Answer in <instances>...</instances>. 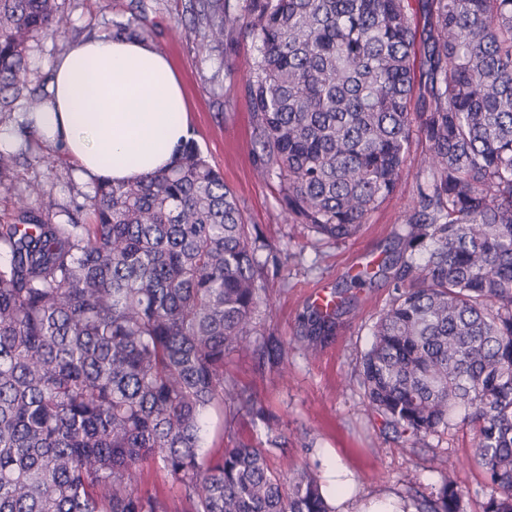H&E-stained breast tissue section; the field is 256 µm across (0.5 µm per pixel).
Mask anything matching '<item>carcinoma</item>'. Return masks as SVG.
<instances>
[{"instance_id":"1","label":"carcinoma","mask_w":512,"mask_h":512,"mask_svg":"<svg viewBox=\"0 0 512 512\" xmlns=\"http://www.w3.org/2000/svg\"><path fill=\"white\" fill-rule=\"evenodd\" d=\"M204 37L257 43L244 92L257 169L324 238L354 237L391 195L419 106L427 176L384 263L390 300L359 385L403 445L463 424L512 512V0H198ZM58 0H0V112L29 88L30 42L62 34ZM116 36L144 39L129 21ZM141 180L99 182L0 224V512H336L317 472L270 449L200 452L216 406L258 401L225 376L254 347L263 267L224 175L188 140ZM345 304L302 317L314 354ZM166 472L179 503L139 489ZM453 476L415 512H463Z\"/></svg>"}]
</instances>
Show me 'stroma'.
Returning <instances> with one entry per match:
<instances>
[{"label":"stroma","instance_id":"stroma-1","mask_svg":"<svg viewBox=\"0 0 512 512\" xmlns=\"http://www.w3.org/2000/svg\"><path fill=\"white\" fill-rule=\"evenodd\" d=\"M140 4L150 41L170 58L181 79L192 115V137L209 162L224 173L248 224L259 237L257 258L265 265L263 302L255 316L259 344H287L283 359L244 352L226 370L239 388L260 404L253 412H209L203 447L218 454L234 445H256L275 427L282 445L270 465L278 471L307 464L320 468L325 453L336 452L355 472L363 490L408 495L430 493L453 472L465 492L464 512H483L489 494L474 461L472 433L457 428L426 437L415 447L392 438L372 410L357 381L360 358L372 342V325L389 301L388 281L378 277L357 289L339 316L336 335L308 355L294 346L301 314L314 290L347 287L359 265L385 257L395 242L392 231L411 206L416 178L425 174V145L414 138L396 191L373 212L360 232L343 242L324 239L303 224H292L283 209L277 178L261 177L253 162V133L243 88L252 78L255 55L250 38L233 35L209 42L203 26H190L189 0H60L65 37L43 35L31 42L33 80H41L69 43L88 35L112 34ZM17 174L0 185V218L36 203L43 190L56 203L57 222L93 196L96 184L83 180L66 155L41 141H17Z\"/></svg>","mask_w":512,"mask_h":512}]
</instances>
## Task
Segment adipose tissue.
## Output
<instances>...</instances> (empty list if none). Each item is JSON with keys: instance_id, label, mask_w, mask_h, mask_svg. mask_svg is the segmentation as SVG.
Returning a JSON list of instances; mask_svg holds the SVG:
<instances>
[{"instance_id": "obj_1", "label": "adipose tissue", "mask_w": 512, "mask_h": 512, "mask_svg": "<svg viewBox=\"0 0 512 512\" xmlns=\"http://www.w3.org/2000/svg\"><path fill=\"white\" fill-rule=\"evenodd\" d=\"M62 147L85 178L114 184L168 168L192 133L181 81L163 51L122 36L93 35L56 61L50 96L0 125V151H10L19 125ZM325 489L338 512H404L392 495L361 496L337 454L324 457Z\"/></svg>"}]
</instances>
